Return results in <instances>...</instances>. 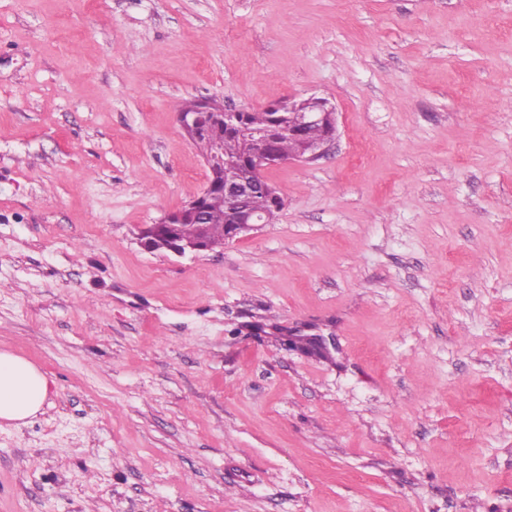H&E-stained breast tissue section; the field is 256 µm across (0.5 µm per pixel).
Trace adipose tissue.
Here are the masks:
<instances>
[{
  "label": "adipose tissue",
  "mask_w": 512,
  "mask_h": 512,
  "mask_svg": "<svg viewBox=\"0 0 512 512\" xmlns=\"http://www.w3.org/2000/svg\"><path fill=\"white\" fill-rule=\"evenodd\" d=\"M49 392V381L37 366L12 352H0V421L25 425L40 412Z\"/></svg>",
  "instance_id": "1"
}]
</instances>
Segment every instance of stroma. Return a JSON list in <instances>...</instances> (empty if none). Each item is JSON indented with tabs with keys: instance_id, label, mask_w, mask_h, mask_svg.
<instances>
[{
	"instance_id": "obj_1",
	"label": "stroma",
	"mask_w": 512,
	"mask_h": 512,
	"mask_svg": "<svg viewBox=\"0 0 512 512\" xmlns=\"http://www.w3.org/2000/svg\"><path fill=\"white\" fill-rule=\"evenodd\" d=\"M311 94L274 223L142 247L177 104ZM0 349V512H512V0H0ZM49 381L37 366L10 351L0 352V421L20 427L42 409Z\"/></svg>"
}]
</instances>
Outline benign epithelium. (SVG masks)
<instances>
[{
	"label": "benign epithelium",
	"mask_w": 512,
	"mask_h": 512,
	"mask_svg": "<svg viewBox=\"0 0 512 512\" xmlns=\"http://www.w3.org/2000/svg\"><path fill=\"white\" fill-rule=\"evenodd\" d=\"M308 107L304 110L294 108L293 103H279L273 106L278 112L286 113L288 135L303 144L302 149L292 156L294 160L313 161L322 157L329 144L336 137V110L327 99L312 95L306 98ZM178 122L185 130L202 132L213 120L218 119L224 127L234 129L246 137L266 139V133L255 131L243 124L240 111L226 109L224 106L205 101L198 112L177 113ZM320 124L325 128L323 137L316 141L307 138V129ZM285 161V158L272 150L253 159L252 163L241 166L224 156V141L215 140L204 164L212 177L207 180L203 190L190 199L182 210L193 222H200L201 213L207 203L219 201L229 215L233 224V234L239 235L264 223L262 215L251 209L247 203L249 194L257 187H264L268 182L263 171Z\"/></svg>",
	"instance_id": "1"
}]
</instances>
